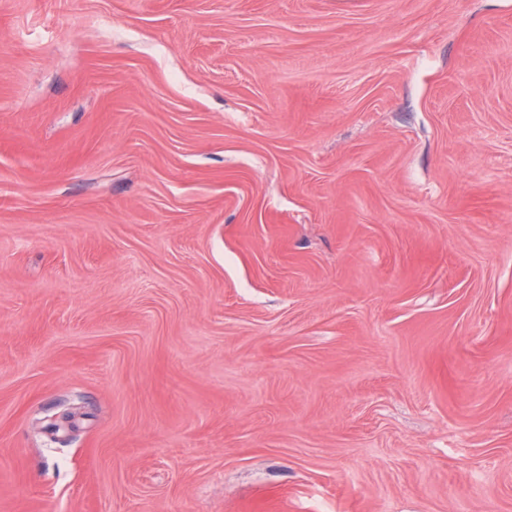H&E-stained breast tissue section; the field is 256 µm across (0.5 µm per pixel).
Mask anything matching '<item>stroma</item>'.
I'll use <instances>...</instances> for the list:
<instances>
[{"label":"stroma","mask_w":512,"mask_h":512,"mask_svg":"<svg viewBox=\"0 0 512 512\" xmlns=\"http://www.w3.org/2000/svg\"><path fill=\"white\" fill-rule=\"evenodd\" d=\"M0 512H512V0H0Z\"/></svg>","instance_id":"1"}]
</instances>
